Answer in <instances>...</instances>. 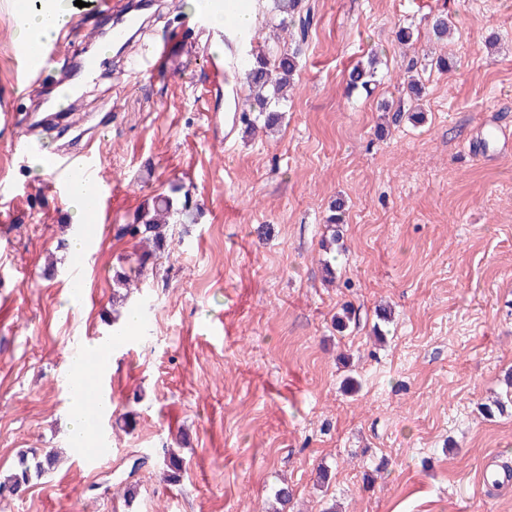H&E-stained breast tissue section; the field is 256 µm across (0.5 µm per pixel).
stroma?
<instances>
[{"instance_id":"stroma-1","label":"stroma","mask_w":512,"mask_h":512,"mask_svg":"<svg viewBox=\"0 0 512 512\" xmlns=\"http://www.w3.org/2000/svg\"><path fill=\"white\" fill-rule=\"evenodd\" d=\"M155 2L144 37H171L167 66L132 75L120 57L82 77L83 30L111 31L114 15L74 13L68 68L33 79L15 2L0 0V113L13 115L0 125V474L24 451H69L0 512H274L284 485L283 512H512V490L477 487L487 456L512 467V155L482 137L512 127V0H308L279 126L246 115L229 135L189 8ZM373 56V82L349 90ZM69 77L85 116L45 147L94 140L113 191L79 301L71 198L9 148ZM159 196L189 213L157 273L124 293L113 276L133 241L116 230ZM134 307L135 338L112 352L111 450L91 466L69 450L73 354Z\"/></svg>"}]
</instances>
